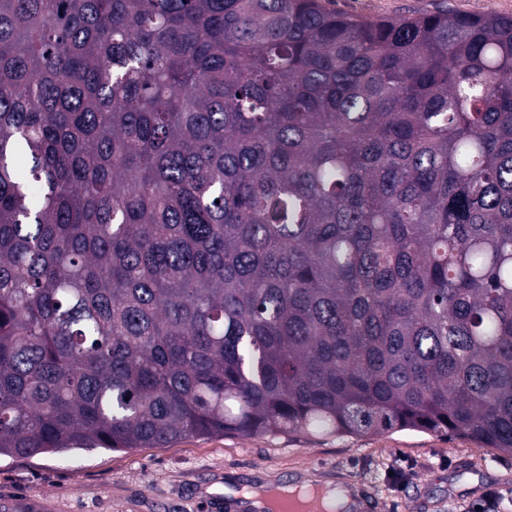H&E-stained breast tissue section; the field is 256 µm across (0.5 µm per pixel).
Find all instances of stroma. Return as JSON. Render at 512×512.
I'll use <instances>...</instances> for the list:
<instances>
[{
    "mask_svg": "<svg viewBox=\"0 0 512 512\" xmlns=\"http://www.w3.org/2000/svg\"><path fill=\"white\" fill-rule=\"evenodd\" d=\"M395 17L512 16V0H332ZM301 480L363 486L367 512H512V456L466 438L390 431L189 437L163 448L0 457V512H241L237 492Z\"/></svg>",
    "mask_w": 512,
    "mask_h": 512,
    "instance_id": "35a3bbf8",
    "label": "stroma"
}]
</instances>
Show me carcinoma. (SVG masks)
Masks as SVG:
<instances>
[{
    "instance_id": "cac0c4a2",
    "label": "carcinoma",
    "mask_w": 512,
    "mask_h": 512,
    "mask_svg": "<svg viewBox=\"0 0 512 512\" xmlns=\"http://www.w3.org/2000/svg\"><path fill=\"white\" fill-rule=\"evenodd\" d=\"M405 430L512 455V17L0 0V456Z\"/></svg>"
}]
</instances>
